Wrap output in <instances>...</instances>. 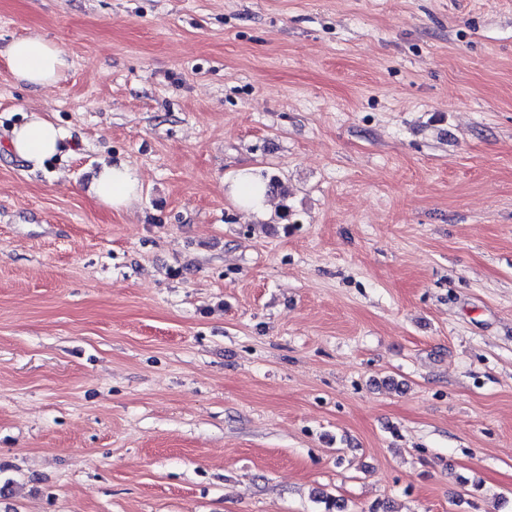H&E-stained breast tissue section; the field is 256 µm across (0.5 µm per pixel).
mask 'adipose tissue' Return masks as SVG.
Segmentation results:
<instances>
[{
  "label": "adipose tissue",
  "instance_id": "obj_1",
  "mask_svg": "<svg viewBox=\"0 0 512 512\" xmlns=\"http://www.w3.org/2000/svg\"><path fill=\"white\" fill-rule=\"evenodd\" d=\"M4 54L13 77L32 88L56 86L65 76L67 58L62 50L38 36L20 37L8 44ZM69 134L52 122L35 116L12 127L7 135L9 152L33 166L64 150ZM142 190L135 169L125 164L102 165L90 191L98 203L114 210L129 207ZM238 208L257 215L271 211L272 201L264 180L251 168H241L229 186Z\"/></svg>",
  "mask_w": 512,
  "mask_h": 512
}]
</instances>
